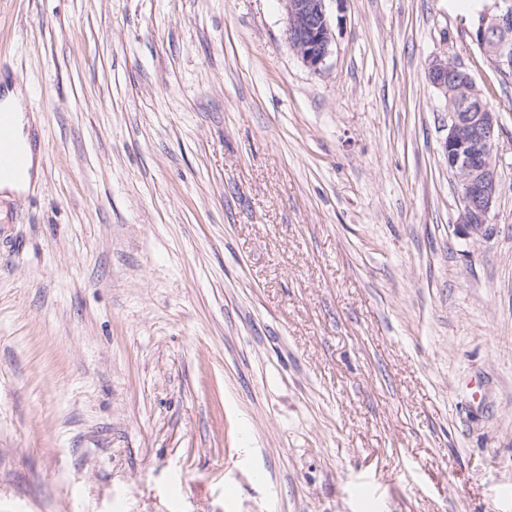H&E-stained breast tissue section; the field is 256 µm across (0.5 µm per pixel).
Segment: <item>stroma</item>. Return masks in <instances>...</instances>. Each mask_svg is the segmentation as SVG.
<instances>
[{"label":"stroma","instance_id":"35a3bbf8","mask_svg":"<svg viewBox=\"0 0 512 512\" xmlns=\"http://www.w3.org/2000/svg\"><path fill=\"white\" fill-rule=\"evenodd\" d=\"M0 0V512H512V82L454 0ZM500 115L491 236L428 81ZM286 15V34L303 63L314 72L330 52L334 33L327 18L326 0H281ZM1 106L4 109L0 107V192L25 193L41 175L42 153L40 148L35 149L33 134L30 130L31 123L26 114L24 95L21 90L18 88L6 90ZM9 111L13 119L16 143L26 155L14 142ZM16 173L19 174L2 179Z\"/></svg>","mask_w":512,"mask_h":512}]
</instances>
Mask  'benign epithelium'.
<instances>
[{"instance_id": "benign-epithelium-1", "label": "benign epithelium", "mask_w": 512, "mask_h": 512, "mask_svg": "<svg viewBox=\"0 0 512 512\" xmlns=\"http://www.w3.org/2000/svg\"><path fill=\"white\" fill-rule=\"evenodd\" d=\"M283 2L290 45L307 67L320 71L334 41L325 0ZM501 2L497 11L479 13L471 37L498 74L509 81L512 79V0ZM428 78L447 101L448 137L444 152L464 204L459 231L472 239H484L491 233L489 218L499 193L494 156L499 113L483 101L473 76L461 63L437 59L429 69Z\"/></svg>"}]
</instances>
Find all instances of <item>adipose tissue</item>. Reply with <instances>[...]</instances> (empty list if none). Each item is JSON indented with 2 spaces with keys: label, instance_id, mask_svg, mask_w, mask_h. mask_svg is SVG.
<instances>
[{
  "label": "adipose tissue",
  "instance_id": "obj_1",
  "mask_svg": "<svg viewBox=\"0 0 512 512\" xmlns=\"http://www.w3.org/2000/svg\"><path fill=\"white\" fill-rule=\"evenodd\" d=\"M0 107L10 111L16 143L27 156V164L21 173L0 180V192L21 194L27 192L32 183L39 179L42 171V153L33 141L31 123L21 90H7L6 94L0 97Z\"/></svg>",
  "mask_w": 512,
  "mask_h": 512
}]
</instances>
